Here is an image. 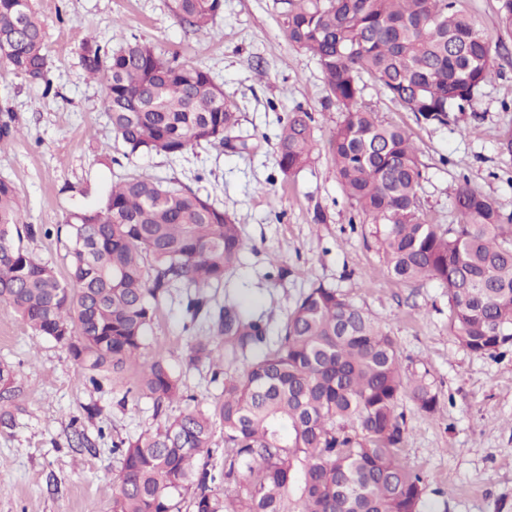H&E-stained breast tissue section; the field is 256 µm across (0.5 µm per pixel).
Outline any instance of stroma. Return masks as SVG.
<instances>
[{
  "label": "stroma",
  "mask_w": 512,
  "mask_h": 512,
  "mask_svg": "<svg viewBox=\"0 0 512 512\" xmlns=\"http://www.w3.org/2000/svg\"><path fill=\"white\" fill-rule=\"evenodd\" d=\"M44 25L49 86L30 83L0 64V119L12 116L16 140L0 146V178L15 186L22 221L49 228L73 211L102 206L113 182L131 174L178 179L232 213L249 243L234 271L209 289L213 305L246 300L277 336L311 284L337 288L397 344L404 377L426 375L441 400L433 414L409 396L399 409L408 433L401 459L421 475L418 512H512V347L478 356L449 328L448 292L439 282L404 283L387 270L376 227L344 196L326 144L343 118L329 99L317 60L288 42L283 0H223L213 34L181 26L170 0H31ZM492 38L500 74L481 87L472 109L446 125L428 124L366 85L361 105L408 130L424 172L419 191L431 223L455 224L461 183L512 217V159L499 140L512 130V30L500 22V0H459ZM109 48L138 38L164 57L211 72L237 112V140L247 149L201 144L180 159L127 154L115 139L100 84L81 64L86 36ZM314 118L311 163L286 176L275 143L294 108ZM280 266L282 278L270 277ZM187 289L162 298L146 357H162L185 394L211 403L222 392L207 365L185 369L181 356L205 322L185 312ZM0 362L16 370L27 411L0 431V512H112L119 456L113 440L136 438L182 411L156 414L133 394V376L92 386L79 363L34 333L0 304ZM82 431L88 446L73 442Z\"/></svg>",
  "instance_id": "35a3bbf8"
}]
</instances>
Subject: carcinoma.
I'll use <instances>...</instances> for the list:
<instances>
[{
	"mask_svg": "<svg viewBox=\"0 0 512 512\" xmlns=\"http://www.w3.org/2000/svg\"><path fill=\"white\" fill-rule=\"evenodd\" d=\"M458 0H286L288 41L316 58L344 112L327 144L336 177L357 213L381 226L389 273L402 282L436 280L448 289L449 327L476 355L512 346V224L464 183L455 191L457 224H432L421 211L424 179L407 131L383 122L359 100L370 77L393 101L427 123L473 104L496 75L490 36ZM223 0H172L186 28L211 33ZM0 62L50 85L41 20L30 0H0ZM85 71L105 88L115 137L133 155L172 158L224 144L237 112L206 70L162 58L138 39L116 50L82 43ZM313 118L298 107L277 137L281 172L306 167ZM13 184L0 178V302L35 333L64 347L89 382L130 370L136 392L156 412L186 403L163 426L112 443L120 473L112 512H416L422 477L400 459L406 436L401 397L433 414L439 395L426 377L405 381L396 343L337 289L312 285L276 340L268 323L236 300L214 310L205 288L221 284L247 243L229 212L179 181L131 175L112 184L103 206L66 220L69 281L23 247L51 230L21 222ZM181 285L194 339L182 362H207L221 398L189 401L161 359L142 360L156 301ZM250 358L246 370L225 364ZM26 412L16 373L0 363V427ZM222 426L221 461L213 441Z\"/></svg>",
	"mask_w": 512,
	"mask_h": 512,
	"instance_id": "cac0c4a2",
	"label": "carcinoma"
}]
</instances>
